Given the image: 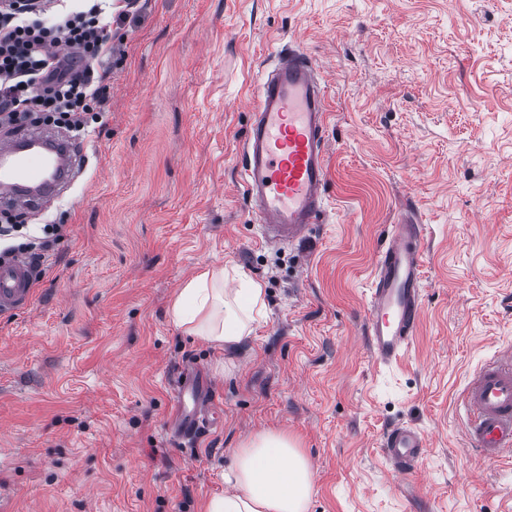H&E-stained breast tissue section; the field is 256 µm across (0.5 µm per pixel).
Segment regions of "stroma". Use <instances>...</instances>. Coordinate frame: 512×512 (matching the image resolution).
Wrapping results in <instances>:
<instances>
[{
	"label": "stroma",
	"mask_w": 512,
	"mask_h": 512,
	"mask_svg": "<svg viewBox=\"0 0 512 512\" xmlns=\"http://www.w3.org/2000/svg\"><path fill=\"white\" fill-rule=\"evenodd\" d=\"M297 46L325 84L327 209L302 244H265L240 180L261 70ZM101 127L28 309L0 316V500L9 512H199L235 448L287 432L307 512H512V456L468 450L463 393L512 348V0H138L112 25ZM424 225L417 334L383 365L366 334L376 255ZM207 266L265 288L225 365L169 306ZM195 364L217 422L170 433ZM431 446L408 478L388 428Z\"/></svg>",
	"instance_id": "35a3bbf8"
}]
</instances>
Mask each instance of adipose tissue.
I'll list each match as a JSON object with an SVG mask.
<instances>
[{
  "label": "adipose tissue",
  "instance_id": "obj_1",
  "mask_svg": "<svg viewBox=\"0 0 512 512\" xmlns=\"http://www.w3.org/2000/svg\"><path fill=\"white\" fill-rule=\"evenodd\" d=\"M236 281V288L225 289L223 270L203 269L173 299L172 321L187 335L235 351L266 315L261 284L242 272ZM312 479L294 441L286 433L265 431L235 449L224 476L230 492L209 497L202 512H305Z\"/></svg>",
  "mask_w": 512,
  "mask_h": 512
}]
</instances>
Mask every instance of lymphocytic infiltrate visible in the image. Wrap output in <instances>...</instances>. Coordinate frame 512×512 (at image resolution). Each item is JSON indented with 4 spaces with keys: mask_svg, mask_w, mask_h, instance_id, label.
Returning a JSON list of instances; mask_svg holds the SVG:
<instances>
[{
    "mask_svg": "<svg viewBox=\"0 0 512 512\" xmlns=\"http://www.w3.org/2000/svg\"><path fill=\"white\" fill-rule=\"evenodd\" d=\"M111 2L64 12L58 0H0L1 129L39 112L79 134L101 118L112 74ZM53 47L76 56H52Z\"/></svg>",
    "mask_w": 512,
    "mask_h": 512,
    "instance_id": "f902f5d3",
    "label": "lymphocytic infiltrate"
}]
</instances>
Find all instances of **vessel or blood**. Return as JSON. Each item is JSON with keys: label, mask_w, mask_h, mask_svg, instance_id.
<instances>
[{"label": "vessel or blood", "mask_w": 512, "mask_h": 512, "mask_svg": "<svg viewBox=\"0 0 512 512\" xmlns=\"http://www.w3.org/2000/svg\"><path fill=\"white\" fill-rule=\"evenodd\" d=\"M327 97L311 58L297 48L280 50L257 88L253 119L241 145V181L255 203L266 244L293 245L308 238L325 212ZM84 149L49 132L21 127L0 137V201L41 207L68 184ZM422 225H393L379 250L366 328L377 362L388 365L407 349L420 321L424 288ZM35 270L24 257L0 263V315L27 308ZM215 383L206 372L182 374L172 426L181 438L196 437L212 412ZM469 448L493 462L512 455V355L502 354L476 370L466 388ZM420 430L398 426L382 448L394 470L409 475L429 448Z\"/></svg>", "instance_id": "vessel-or-blood-1"}]
</instances>
